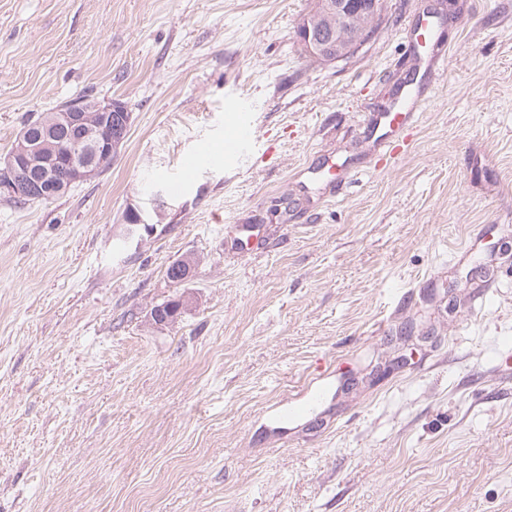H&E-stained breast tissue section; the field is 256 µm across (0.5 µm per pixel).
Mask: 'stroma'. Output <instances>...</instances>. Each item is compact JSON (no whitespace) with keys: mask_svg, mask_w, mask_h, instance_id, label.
<instances>
[{"mask_svg":"<svg viewBox=\"0 0 512 512\" xmlns=\"http://www.w3.org/2000/svg\"><path fill=\"white\" fill-rule=\"evenodd\" d=\"M312 4L0 0V158L81 95L130 113L99 177L0 196V512H512V0H384L332 64L298 41ZM432 11L444 73L378 166L367 121ZM326 156L332 192L301 173ZM239 224L265 246L228 254ZM250 138L251 131L249 127L243 121L235 122L233 127L224 135V161H232L238 158L243 153Z\"/></svg>","mask_w":512,"mask_h":512,"instance_id":"stroma-1","label":"stroma"}]
</instances>
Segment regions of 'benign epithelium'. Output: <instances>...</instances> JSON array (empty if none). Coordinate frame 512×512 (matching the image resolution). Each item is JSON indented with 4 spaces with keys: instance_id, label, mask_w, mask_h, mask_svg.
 Masks as SVG:
<instances>
[{
    "instance_id": "benign-epithelium-1",
    "label": "benign epithelium",
    "mask_w": 512,
    "mask_h": 512,
    "mask_svg": "<svg viewBox=\"0 0 512 512\" xmlns=\"http://www.w3.org/2000/svg\"><path fill=\"white\" fill-rule=\"evenodd\" d=\"M302 37L309 45L321 46L331 41L332 34L318 26H307ZM52 114L47 131L76 148L86 138L94 139V156L88 160L77 151L71 153L66 177L60 182L51 163L39 158L36 141L23 131L18 135V145L0 163V176H4V180H0V191L14 194L17 177L25 176L27 180L23 182V188L30 198L43 197L48 191L59 195L68 192L72 185L95 177L112 164L130 121L127 107L118 100L86 98L59 106L52 110ZM109 129L112 136L106 139L104 133Z\"/></svg>"
}]
</instances>
